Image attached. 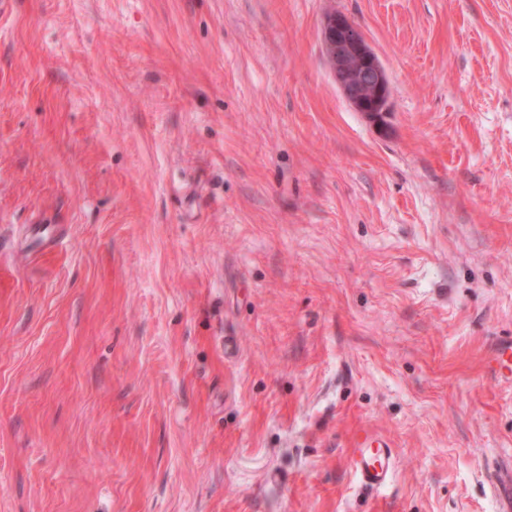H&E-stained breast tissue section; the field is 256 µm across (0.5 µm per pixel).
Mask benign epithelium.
<instances>
[{"label": "benign epithelium", "instance_id": "1", "mask_svg": "<svg viewBox=\"0 0 512 512\" xmlns=\"http://www.w3.org/2000/svg\"><path fill=\"white\" fill-rule=\"evenodd\" d=\"M323 44L333 80L352 107L368 118L387 111L392 96L389 75L361 27L333 12L323 22Z\"/></svg>", "mask_w": 512, "mask_h": 512}]
</instances>
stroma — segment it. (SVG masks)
Here are the masks:
<instances>
[{
  "instance_id": "obj_1",
  "label": "stroma",
  "mask_w": 512,
  "mask_h": 512,
  "mask_svg": "<svg viewBox=\"0 0 512 512\" xmlns=\"http://www.w3.org/2000/svg\"><path fill=\"white\" fill-rule=\"evenodd\" d=\"M333 11L380 122L332 79ZM499 336L512 0L0 17V512H512ZM323 44L337 88L357 112H387L392 87L387 70L360 26L333 12L323 22ZM350 464L362 486L380 490L388 485L394 470L395 456L390 444L364 430L357 434Z\"/></svg>"
}]
</instances>
